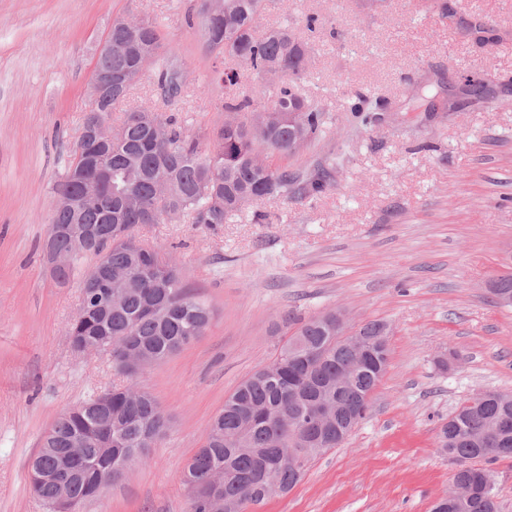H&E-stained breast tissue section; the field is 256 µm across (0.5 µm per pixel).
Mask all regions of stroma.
<instances>
[{"mask_svg":"<svg viewBox=\"0 0 512 512\" xmlns=\"http://www.w3.org/2000/svg\"><path fill=\"white\" fill-rule=\"evenodd\" d=\"M196 0H0V512H47L29 462L65 409L115 383L103 353L73 350L79 284L60 287L42 243L61 153L88 109L97 52L114 19L156 24L183 72L166 101L149 67L122 110L224 121L225 89L187 15ZM314 28H307L308 18ZM486 24L484 42L467 33ZM292 25L313 47L298 92L331 131L288 166L332 167L313 198L264 200L214 230L174 220L139 236L188 272L212 311L196 341L138 373L170 420L147 459L79 512H188L186 462L234 389L269 364L283 317L344 311L348 327L391 324L386 372L342 445L313 458L258 512H431L452 465L437 450L465 398L512 393V308L487 284L512 268V0H270L262 28ZM481 101L458 112L467 81ZM434 111L416 104L417 96ZM364 100L377 119L362 123ZM456 352L441 370L436 360Z\"/></svg>","mask_w":512,"mask_h":512,"instance_id":"35a3bbf8","label":"stroma"}]
</instances>
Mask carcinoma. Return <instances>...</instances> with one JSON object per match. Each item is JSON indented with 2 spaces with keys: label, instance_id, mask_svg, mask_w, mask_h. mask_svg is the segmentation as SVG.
Returning a JSON list of instances; mask_svg holds the SVG:
<instances>
[{
  "label": "carcinoma",
  "instance_id": "cac0c4a2",
  "mask_svg": "<svg viewBox=\"0 0 512 512\" xmlns=\"http://www.w3.org/2000/svg\"><path fill=\"white\" fill-rule=\"evenodd\" d=\"M199 5L205 50L217 60L213 73L235 84L237 73H228L226 61L245 62L252 73L264 76L278 66L279 82L269 107L260 108L247 97L224 100V124L206 135L187 133V119L175 112L133 109L121 120L123 136L110 143L77 136L63 159V169L51 193L64 189L75 197L51 214L47 238L56 252L70 255V263L58 285L79 278L84 303L68 325L77 344L97 346L112 338V368L133 377L129 352L138 350L155 362L204 335L212 319L209 306L192 294L184 267L164 259L159 251L139 239L142 224H163L171 212L192 224L220 227L242 216L249 206L270 198L314 197L330 185L332 170L322 164L311 169H290L271 157L296 155L288 130V108L300 104V147L321 138L327 129L324 110L298 94L311 60V45L294 30L283 26L260 30L266 0H219L204 11ZM164 38L145 19L119 18L112 23V55L100 56L94 75L114 79L135 69L158 66L164 96L174 100L184 85L182 73L162 54ZM134 83L112 89L94 110L82 113L78 129L106 121L112 108L125 100ZM73 224L95 230L112 225V241L90 237L77 249L68 233ZM112 269V291H107L103 272ZM332 312L307 320L288 314L292 328L277 356L242 381L214 417L202 447L186 466L182 484L189 512H215L223 502L227 512H247L259 507L276 492L292 490L307 463L324 451L312 439L291 438L289 424H300L317 400L336 398L332 380L336 370L355 363L358 354L349 342L340 341L330 327ZM311 347L322 355L321 364L306 370L299 364V349ZM383 373L365 368L352 380V393L342 405L364 419L368 408H356L359 394L372 392ZM93 391L69 408L49 428L34 456L45 472L55 469L58 456L73 436L87 440L83 457L112 468V481L123 478L146 459L148 448L165 432L168 418L147 392L131 386L112 388V399L97 406ZM493 418L512 422V397L488 393L483 402L471 397L448 417L460 438L438 451L453 465L451 484L476 482L491 476L478 466L512 458V427L489 433ZM272 476L276 492H267ZM32 492L46 505L61 495L52 482L32 484ZM67 493L78 504L97 497L96 485L72 483ZM493 490L468 499L455 512H492Z\"/></svg>",
  "mask_w": 512,
  "mask_h": 512
}]
</instances>
